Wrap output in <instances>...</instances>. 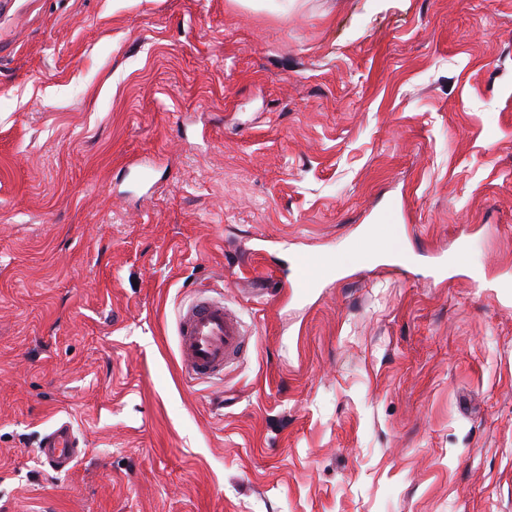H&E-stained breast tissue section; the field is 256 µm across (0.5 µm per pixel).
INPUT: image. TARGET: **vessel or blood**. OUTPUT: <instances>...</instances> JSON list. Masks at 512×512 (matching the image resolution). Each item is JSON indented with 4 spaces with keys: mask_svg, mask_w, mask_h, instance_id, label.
<instances>
[{
    "mask_svg": "<svg viewBox=\"0 0 512 512\" xmlns=\"http://www.w3.org/2000/svg\"><path fill=\"white\" fill-rule=\"evenodd\" d=\"M177 325L181 370L196 381L223 376L250 342L243 322L223 299L203 294L180 309ZM40 448L44 463L57 472L68 469L80 454L79 441L66 423L45 433Z\"/></svg>",
    "mask_w": 512,
    "mask_h": 512,
    "instance_id": "1",
    "label": "vessel or blood"
}]
</instances>
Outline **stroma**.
I'll return each instance as SVG.
<instances>
[{"instance_id":"obj_1","label":"stroma","mask_w":512,"mask_h":512,"mask_svg":"<svg viewBox=\"0 0 512 512\" xmlns=\"http://www.w3.org/2000/svg\"><path fill=\"white\" fill-rule=\"evenodd\" d=\"M0 512H512V0H0ZM400 258L401 254L398 249V239L396 237L388 240L375 239L370 248L365 250H356L349 254L343 261H336V264L326 259L309 260L308 269L314 275L320 276L333 266H335L336 271H338L339 269L349 265H360L377 259L398 260ZM181 370L196 381L222 377L250 342L243 322L224 304V297L197 295L177 318ZM40 448L44 463L57 472L68 469L80 454L78 438L68 423L45 433Z\"/></svg>"}]
</instances>
